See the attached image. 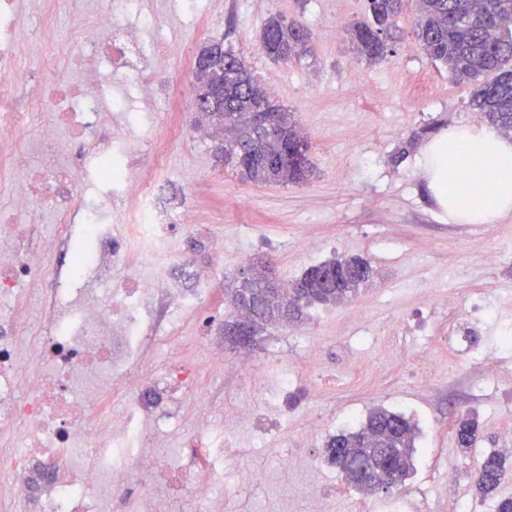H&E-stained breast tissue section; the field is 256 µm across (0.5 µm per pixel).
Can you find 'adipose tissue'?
<instances>
[{
    "instance_id": "ef3b65f1",
    "label": "adipose tissue",
    "mask_w": 512,
    "mask_h": 512,
    "mask_svg": "<svg viewBox=\"0 0 512 512\" xmlns=\"http://www.w3.org/2000/svg\"><path fill=\"white\" fill-rule=\"evenodd\" d=\"M418 168L443 218L495 224L512 214V138L492 126L440 133L422 148Z\"/></svg>"
}]
</instances>
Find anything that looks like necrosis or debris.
I'll return each instance as SVG.
<instances>
[{
    "instance_id": "obj_1",
    "label": "necrosis or debris",
    "mask_w": 512,
    "mask_h": 512,
    "mask_svg": "<svg viewBox=\"0 0 512 512\" xmlns=\"http://www.w3.org/2000/svg\"><path fill=\"white\" fill-rule=\"evenodd\" d=\"M136 0H81L74 28L81 48L70 58L72 77L35 88L53 112L37 134L22 140L18 126L0 129V171L24 184L10 211L0 212V434L20 435V447L0 453L12 475L10 493L24 512H171L179 496L202 512H225L224 460L236 448L233 432L217 436L207 398L177 448L166 450V423L179 397L202 383L193 359L170 364L155 377L143 353L157 333L174 332L191 316L215 340L208 350L223 368V324L205 317L213 283L208 263L223 252L206 225L172 215L152 180L135 176L126 148L144 116L114 93L112 77L148 58L162 65L161 45L144 46L139 30L151 20ZM46 0H0V87L31 81L17 60L21 18L45 10ZM131 112L126 134H112V115ZM52 201L44 228L34 201ZM136 204L140 248L108 228L115 214ZM90 247L75 250L74 235ZM189 240L175 261L195 269L185 290L146 267L171 240ZM37 286L40 335L21 334L30 312L20 288ZM125 398L120 423L109 409L111 391Z\"/></svg>"
}]
</instances>
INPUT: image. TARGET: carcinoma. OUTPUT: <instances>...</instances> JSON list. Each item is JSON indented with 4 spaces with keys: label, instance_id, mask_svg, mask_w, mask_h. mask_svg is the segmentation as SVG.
Here are the masks:
<instances>
[{
    "label": "carcinoma",
    "instance_id": "cac0c4a2",
    "mask_svg": "<svg viewBox=\"0 0 512 512\" xmlns=\"http://www.w3.org/2000/svg\"><path fill=\"white\" fill-rule=\"evenodd\" d=\"M414 2L415 34L422 52L448 68L459 82H473L472 105L481 118L498 130L512 131V0H371L368 19L349 29L358 56L373 61L387 49L388 36L406 2ZM262 41L275 60L299 59L310 52V33L280 16L269 18ZM215 89L213 124L221 132L224 157L240 178L250 181L300 185L313 172L310 156H283L284 147L303 134L289 113L273 104L245 60L232 50L212 54L206 71L195 77L194 88ZM373 276L360 257H335L307 269L287 287L276 289L262 277H246L232 290L230 303L252 317V335L265 326L301 311V306L337 304L356 295ZM416 425L403 414L385 408L369 413L364 423L341 431L325 444L326 461L345 481L363 492L374 491L383 480L386 456L398 460L399 481L413 469ZM478 439V423L469 415L458 422L456 441L467 450ZM506 473V456L490 453L476 468L474 480L481 496L494 495Z\"/></svg>",
    "mask_w": 512,
    "mask_h": 512
}]
</instances>
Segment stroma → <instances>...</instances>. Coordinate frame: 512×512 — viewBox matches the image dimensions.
<instances>
[{"label":"stroma","instance_id":"35a3bbf8","mask_svg":"<svg viewBox=\"0 0 512 512\" xmlns=\"http://www.w3.org/2000/svg\"><path fill=\"white\" fill-rule=\"evenodd\" d=\"M139 7L152 20L146 38L164 44L167 63L160 70L142 64L140 72L115 76L112 83L152 114L149 130L131 144L136 175L148 173L151 141L168 140L171 121L182 127L168 140L157 186L171 207L193 212L224 244L215 262L213 311L229 317L225 288L254 270L280 286L336 256L363 257L376 271L352 301L316 304L299 318L266 327L249 345L252 362L239 375L213 367L189 318L179 323L175 339L150 349L157 374L179 356L196 360L214 395L215 421H222L226 402L240 399L263 416L279 379L292 371L300 410L323 422L313 437L298 413L258 438L238 425L240 456L225 464V481L242 463L266 469L272 482L262 491L241 490L228 512H271L280 498L293 512H307L314 476L329 512H356V501L364 498L383 508L396 493L405 497V512H454L434 490L424 499L412 494L416 480L426 478L434 487L451 464L460 492L476 500L477 464L505 448L502 433L512 428V358L498 361L496 388L481 390L486 365L466 348L486 343L491 327L469 324L466 306L471 297H492L512 317V216L497 224L443 219L417 168L427 141L479 121L470 105L471 84L456 82L418 48L408 13L393 29L383 58H359L347 30L366 19L365 0H202L192 13L183 11L180 0H139ZM76 9L75 0H56L52 20L26 16L28 44L19 53L25 70L48 82L69 78L67 59L50 71L42 60L68 37ZM274 14L308 29V56L289 62L265 54L260 35ZM216 41L245 60L307 136L314 165L307 183L241 180L218 151L214 129L201 133L194 127L193 63L201 46ZM174 84L182 89L175 115L165 103ZM487 253L498 255V262L484 263ZM432 358L439 374L429 383L424 370ZM378 407L417 426L414 470L393 494L361 492L323 460L327 438L348 429L349 415L362 419ZM465 413L475 415L480 434L467 452L455 440L456 421ZM288 448L302 455L290 471L281 465Z\"/></svg>","mask_w":512,"mask_h":512}]
</instances>
